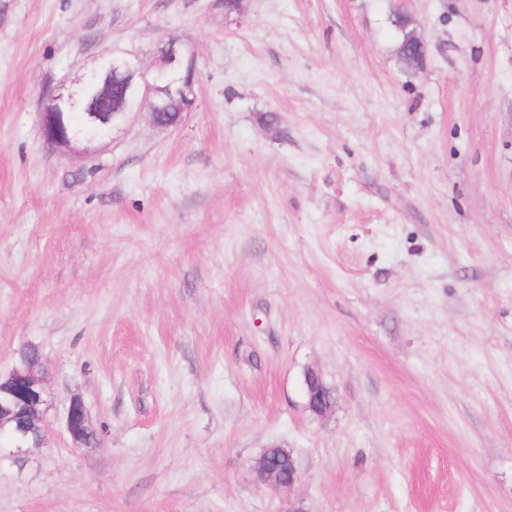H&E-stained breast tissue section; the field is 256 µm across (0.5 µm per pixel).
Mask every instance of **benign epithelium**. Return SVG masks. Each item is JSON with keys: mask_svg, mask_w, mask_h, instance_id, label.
<instances>
[{"mask_svg": "<svg viewBox=\"0 0 512 512\" xmlns=\"http://www.w3.org/2000/svg\"><path fill=\"white\" fill-rule=\"evenodd\" d=\"M119 81L130 104L118 117L85 99L89 89L98 82ZM170 96L184 102L185 111L196 106L194 63L187 50L175 40L167 41L154 62L146 66L140 57L126 49H108L102 52L96 66L78 80L48 85L42 91L43 106L40 125L43 139L49 149L69 148L77 143H94L108 137L123 125L133 112L146 104L162 108ZM65 112H79L82 123L61 130L60 118ZM183 113L168 119L162 113H148L150 124L160 130L179 126ZM49 384L48 367L43 355L18 353L11 367L0 373V431H8L9 451L21 459L29 449L40 446L45 422V395ZM308 408L318 416L326 415L333 400L324 386L305 384ZM65 430L75 448L88 446L87 434L97 431L91 414L79 396H73L65 407ZM253 480L276 492H290L300 481L297 464L288 467V473L279 471L266 453L254 460L250 467Z\"/></svg>", "mask_w": 512, "mask_h": 512, "instance_id": "obj_1", "label": "benign epithelium"}]
</instances>
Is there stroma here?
<instances>
[{"label":"stroma","instance_id":"obj_1","mask_svg":"<svg viewBox=\"0 0 512 512\" xmlns=\"http://www.w3.org/2000/svg\"><path fill=\"white\" fill-rule=\"evenodd\" d=\"M170 38L179 127L47 149V85ZM28 343L43 443L0 512H512V0H0V369ZM307 371L308 372L304 381L307 395V406L316 415H326L332 409L333 400L324 389L322 379L320 378L319 374L315 370L310 369ZM311 373L317 377L319 388L318 386L312 387L310 384H308L307 375H310ZM319 389L320 393L318 394ZM64 425L73 448H85L88 446V432L94 431L96 440L98 438V429L84 401L79 396L71 397L67 403ZM253 480L262 486L268 487L276 492H290L300 481V474L295 459L288 467V473H281L272 462L269 453L256 458L250 467ZM256 474L260 477L258 478Z\"/></svg>","mask_w":512,"mask_h":512}]
</instances>
